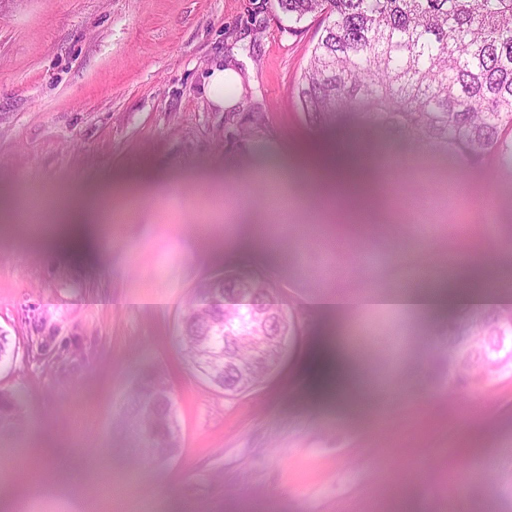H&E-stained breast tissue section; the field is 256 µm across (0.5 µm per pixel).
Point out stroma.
Returning a JSON list of instances; mask_svg holds the SVG:
<instances>
[{
  "label": "stroma",
  "mask_w": 512,
  "mask_h": 512,
  "mask_svg": "<svg viewBox=\"0 0 512 512\" xmlns=\"http://www.w3.org/2000/svg\"><path fill=\"white\" fill-rule=\"evenodd\" d=\"M322 34L320 17L288 19L277 0H0V330L12 355L0 393H27L20 429L0 435V485L42 483L43 454L79 458L64 512H512V371L448 389V320L399 312H322L317 294H392L417 265L455 271L468 256L512 296V174L471 165L403 135L364 138L306 121L296 87ZM217 64L241 78L219 109L203 94ZM398 159L378 181L382 257L315 284L314 245L352 218L319 208L287 181L282 159L344 144ZM452 202H408L417 180ZM109 180L156 184L114 199L94 254L48 238L62 189ZM427 216L425 241L413 222ZM210 225L198 247L195 227ZM281 247L262 262L225 249L245 225ZM260 273L294 330L279 366L235 396L199 378L179 347L180 319L202 281ZM51 337L47 355L29 340ZM349 353L357 399L321 397L307 361L318 342ZM174 392L182 448L161 464L118 425L146 372Z\"/></svg>",
  "instance_id": "1"
}]
</instances>
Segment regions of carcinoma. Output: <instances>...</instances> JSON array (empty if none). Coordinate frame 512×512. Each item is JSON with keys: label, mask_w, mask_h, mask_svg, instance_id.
<instances>
[{"label": "carcinoma", "mask_w": 512, "mask_h": 512, "mask_svg": "<svg viewBox=\"0 0 512 512\" xmlns=\"http://www.w3.org/2000/svg\"><path fill=\"white\" fill-rule=\"evenodd\" d=\"M280 10L297 21L319 15L323 33L313 47L309 67L297 86L301 108L318 128L355 117L365 129L386 127L423 147L438 146L477 163L489 155L512 172V0H278ZM345 246H326L330 258L316 275L339 274L332 258ZM281 308L263 276L226 272L198 287L196 300L182 315L180 346L195 366H207L216 351L244 360L264 328L235 335L224 325ZM508 347L501 368L482 361L489 348ZM512 370V306L471 312L448 327V383L453 389L479 384ZM266 375L255 371L250 385L218 372L208 384L226 395L246 392ZM22 393L0 395V422L21 425ZM173 402L168 385L144 375L128 396L121 424L133 434L150 428L145 447L158 461L178 452L173 433Z\"/></svg>", "instance_id": "carcinoma-1"}]
</instances>
